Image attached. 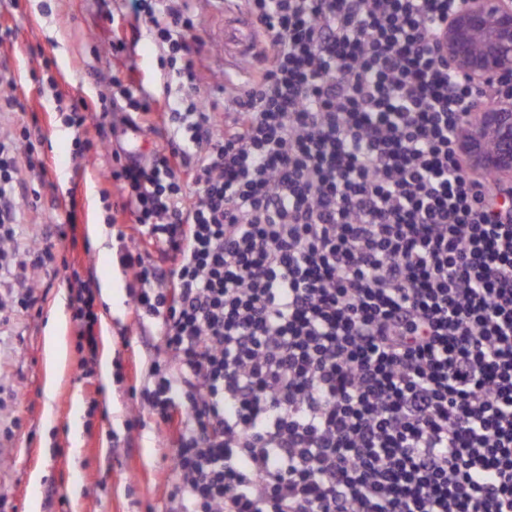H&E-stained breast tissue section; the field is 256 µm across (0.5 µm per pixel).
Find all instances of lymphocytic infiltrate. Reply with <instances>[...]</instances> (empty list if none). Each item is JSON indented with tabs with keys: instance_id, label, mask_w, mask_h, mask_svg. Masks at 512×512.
I'll list each match as a JSON object with an SVG mask.
<instances>
[{
	"instance_id": "f902f5d3",
	"label": "lymphocytic infiltrate",
	"mask_w": 512,
	"mask_h": 512,
	"mask_svg": "<svg viewBox=\"0 0 512 512\" xmlns=\"http://www.w3.org/2000/svg\"><path fill=\"white\" fill-rule=\"evenodd\" d=\"M190 0H141L176 64L157 98L112 80L123 118L163 110L167 146L111 170L138 320L161 323L145 400L173 427L163 512H512V207L459 148L477 87L433 36L460 0H246L263 36L216 122L198 93ZM0 137V288L50 245L15 246L18 157ZM80 348L88 282L68 262Z\"/></svg>"
}]
</instances>
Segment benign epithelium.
I'll return each instance as SVG.
<instances>
[{"instance_id": "benign-epithelium-1", "label": "benign epithelium", "mask_w": 512, "mask_h": 512, "mask_svg": "<svg viewBox=\"0 0 512 512\" xmlns=\"http://www.w3.org/2000/svg\"><path fill=\"white\" fill-rule=\"evenodd\" d=\"M435 42L450 69L474 85L511 76L512 0H461ZM462 146L471 171L512 183V94L472 104Z\"/></svg>"}]
</instances>
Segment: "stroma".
<instances>
[{"label":"stroma","mask_w":512,"mask_h":512,"mask_svg":"<svg viewBox=\"0 0 512 512\" xmlns=\"http://www.w3.org/2000/svg\"><path fill=\"white\" fill-rule=\"evenodd\" d=\"M203 41L198 91L216 114L224 112L221 87L225 73L243 69L242 61L224 49V23L244 11L241 0H193ZM129 0H0V31L11 35L0 43V58L12 70L17 98L24 111L0 112V129H20L39 119L48 136L43 146L48 175L19 177L20 224L17 245L27 249L52 231L58 201L69 187L77 189L78 244L56 240V257L67 258L80 278L93 282L100 315L93 380L80 377L87 354L77 345L71 293L62 275L32 268L37 299L24 304V290L14 292L7 320L0 321V496L5 512H159L167 488L159 472L168 468L164 453L169 435L160 429L141 393L150 384L149 366L162 355L158 325L139 327L131 313L129 292L137 282L117 261L121 244L138 241L134 225H110L121 192L104 177L117 163L110 145L121 138L128 151L142 156L167 141L160 113H151L138 139L88 126L94 143L91 159L77 168L79 148L64 118L71 102H96L111 94L113 77H125L136 64L146 88L161 85L170 69L148 38H135ZM137 39L134 57L116 53L114 35ZM55 82L62 99L45 85ZM137 415L141 426L127 428ZM67 506H60V498Z\"/></svg>","instance_id":"stroma-1"}]
</instances>
